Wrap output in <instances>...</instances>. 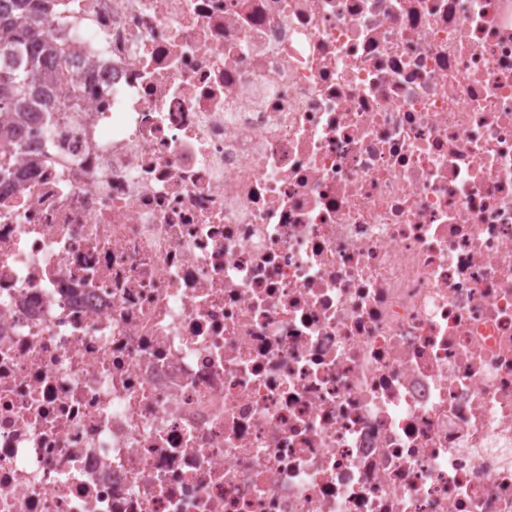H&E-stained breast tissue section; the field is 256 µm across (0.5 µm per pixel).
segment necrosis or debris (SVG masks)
I'll return each instance as SVG.
<instances>
[{"label":"necrosis or debris","instance_id":"4bbe7bcc","mask_svg":"<svg viewBox=\"0 0 512 512\" xmlns=\"http://www.w3.org/2000/svg\"><path fill=\"white\" fill-rule=\"evenodd\" d=\"M0 176V512H512V0H58Z\"/></svg>","mask_w":512,"mask_h":512}]
</instances>
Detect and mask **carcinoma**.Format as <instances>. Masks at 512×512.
Here are the masks:
<instances>
[{"instance_id": "cac0c4a2", "label": "carcinoma", "mask_w": 512, "mask_h": 512, "mask_svg": "<svg viewBox=\"0 0 512 512\" xmlns=\"http://www.w3.org/2000/svg\"><path fill=\"white\" fill-rule=\"evenodd\" d=\"M53 7V0H11L10 10L0 14V109L29 112L41 83L50 77L59 81L68 79V73L63 70H56L49 77L41 73L37 57L39 53L50 60L69 56V47L56 42L45 26ZM22 41L31 46L27 65L16 67L2 62L1 58ZM16 151L14 126L0 121L1 176L12 170Z\"/></svg>"}]
</instances>
